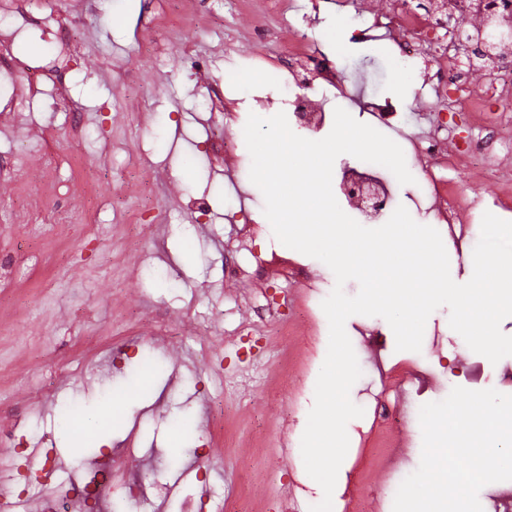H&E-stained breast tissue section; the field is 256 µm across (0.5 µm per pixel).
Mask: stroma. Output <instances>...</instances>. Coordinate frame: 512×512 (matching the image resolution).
<instances>
[{
  "instance_id": "1",
  "label": "stroma",
  "mask_w": 512,
  "mask_h": 512,
  "mask_svg": "<svg viewBox=\"0 0 512 512\" xmlns=\"http://www.w3.org/2000/svg\"><path fill=\"white\" fill-rule=\"evenodd\" d=\"M15 10L34 18L20 34L0 23V42L26 61L28 70L0 71V161L14 168L1 186L0 255L14 268L0 278V321L17 327V343L0 347V429L14 428V444L0 443V494L22 493L20 512H41L44 497L66 499L98 457L128 460L127 479L142 492L130 496L108 488L105 512H184L199 500L204 512H224L246 483L268 489L304 480L303 512L323 492L308 478L301 438L325 360L329 324L321 307L335 286L323 262L278 242L263 213L264 198L251 182V157L241 151L224 163L210 150L213 139L235 136L249 114L268 118L287 111V87L268 71L281 57L284 39L257 44L237 24L228 0H14ZM309 41L336 66L342 88L319 90L328 110L341 107L374 124L371 101H389L402 113L386 134L405 150L413 183L392 182V203L421 224H436L425 198L426 174L410 154L412 140L432 123L448 127L454 149L464 153L480 132L469 112H433L422 60L408 62L404 91H397L399 63L392 41L362 40V20L340 0H292ZM170 33L154 54L142 51L151 34ZM209 60L196 72L189 57ZM57 60L60 77L46 95L30 97L34 67ZM238 71L243 85L230 104L212 111L209 96L224 74ZM67 108L51 109L53 98ZM495 179L482 170L449 167L444 176L459 198L480 199L481 211L512 221V163ZM104 182L91 209L81 203L86 174ZM455 282L470 278L469 263L480 224L453 240L436 224ZM269 263L262 280L222 279L227 262ZM291 263L303 277L287 281L278 268ZM290 294L307 301L316 324L280 306L276 322L287 323L288 340L264 341L267 303ZM175 335H158L157 317ZM361 377L350 391L363 417L347 425L349 450L341 465L344 482L332 512L364 499L373 471L356 463L379 436L373 426L378 396L400 409L399 433L407 451L402 475L417 470L422 453L418 408L445 399L452 388H471L463 370L478 364L481 389L512 394V356L491 363L469 349L440 307L427 320L420 351H399L380 317L350 316L345 323ZM262 382L229 407L235 382ZM42 388L39 400L29 389ZM122 396L113 423L105 400ZM78 405L91 422L92 441L83 452L64 431L61 412ZM265 424L263 445L281 448L272 479H251L247 448L230 437L234 429Z\"/></svg>"
}]
</instances>
